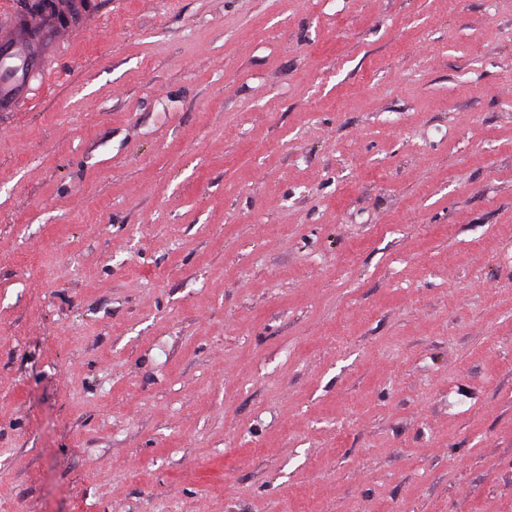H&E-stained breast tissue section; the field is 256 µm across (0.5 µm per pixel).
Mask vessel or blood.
Segmentation results:
<instances>
[{"instance_id":"1","label":"vessel or blood","mask_w":512,"mask_h":512,"mask_svg":"<svg viewBox=\"0 0 512 512\" xmlns=\"http://www.w3.org/2000/svg\"><path fill=\"white\" fill-rule=\"evenodd\" d=\"M98 0H9L0 6V112H20L64 38L86 30Z\"/></svg>"}]
</instances>
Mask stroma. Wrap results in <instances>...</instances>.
<instances>
[{
  "instance_id": "1",
  "label": "stroma",
  "mask_w": 512,
  "mask_h": 512,
  "mask_svg": "<svg viewBox=\"0 0 512 512\" xmlns=\"http://www.w3.org/2000/svg\"><path fill=\"white\" fill-rule=\"evenodd\" d=\"M0 112V512H512V0H100Z\"/></svg>"
}]
</instances>
